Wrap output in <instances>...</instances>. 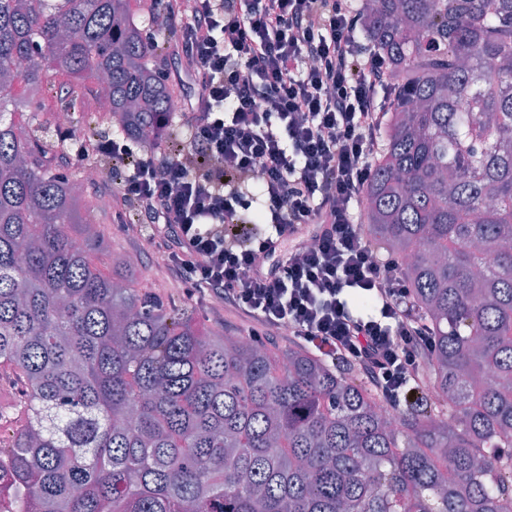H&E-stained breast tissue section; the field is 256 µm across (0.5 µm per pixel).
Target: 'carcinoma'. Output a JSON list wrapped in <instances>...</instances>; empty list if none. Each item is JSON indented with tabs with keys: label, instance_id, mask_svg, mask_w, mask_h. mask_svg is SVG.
<instances>
[{
	"label": "carcinoma",
	"instance_id": "1",
	"mask_svg": "<svg viewBox=\"0 0 512 512\" xmlns=\"http://www.w3.org/2000/svg\"><path fill=\"white\" fill-rule=\"evenodd\" d=\"M355 9L416 93L364 190L435 338L395 423L341 360L203 332L101 271L76 175L32 129L49 73L73 114L106 77L100 124L146 146L169 89L129 0H0V368L28 414L0 448V512H512V0Z\"/></svg>",
	"mask_w": 512,
	"mask_h": 512
}]
</instances>
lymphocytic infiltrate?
Instances as JSON below:
<instances>
[{
  "instance_id": "obj_1",
  "label": "lymphocytic infiltrate",
  "mask_w": 512,
  "mask_h": 512,
  "mask_svg": "<svg viewBox=\"0 0 512 512\" xmlns=\"http://www.w3.org/2000/svg\"><path fill=\"white\" fill-rule=\"evenodd\" d=\"M186 141L119 135L75 155L117 170L122 230L166 257L187 296L221 305L257 345L273 336L356 365L391 407L419 391L433 333L404 263L364 227V189L398 89L360 42L353 0H153ZM374 314L362 315L358 298Z\"/></svg>"
}]
</instances>
